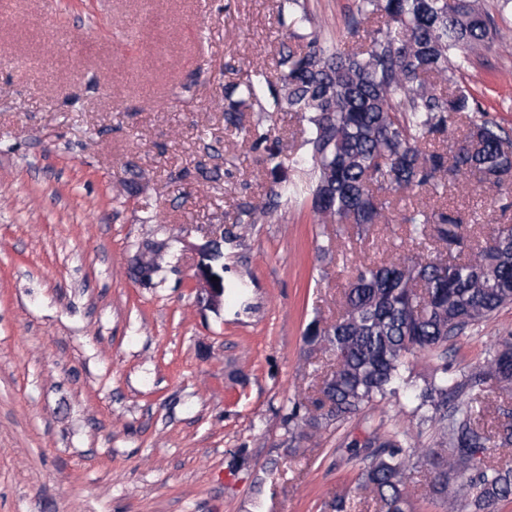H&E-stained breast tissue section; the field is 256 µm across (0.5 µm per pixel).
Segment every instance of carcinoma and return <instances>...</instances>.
<instances>
[{
    "instance_id": "cac0c4a2",
    "label": "carcinoma",
    "mask_w": 512,
    "mask_h": 512,
    "mask_svg": "<svg viewBox=\"0 0 512 512\" xmlns=\"http://www.w3.org/2000/svg\"><path fill=\"white\" fill-rule=\"evenodd\" d=\"M292 25L307 28L313 18L301 0H288ZM371 27L369 40L359 32ZM496 32L493 18L477 0H357L342 48L324 45L316 32L286 47L276 70L257 68L237 85L226 121L236 113L289 112L309 125L304 140L311 161L307 179L290 182L271 129H246L262 148L274 175L260 207L240 209L238 223L255 224L281 201L311 196L320 224H354L363 231L392 221L389 194L400 189L443 194L465 177L477 187L501 190V175L512 173L509 134L483 117L477 98L456 88L440 92L467 68ZM468 119L463 139L452 150L433 142ZM401 223L414 240L443 244L448 263L393 257L352 268L342 311L329 322L312 321L304 342L334 358L307 403L285 417L290 441L310 439L331 425L387 397L404 398L412 413L433 430L437 446L431 493L448 512H495L512 497V464L491 459L512 446V425L497 434L474 417L468 392L512 385V337L493 345L483 365L465 380L448 374V343L512 304V226L498 229L492 243L476 245L468 259L455 251L464 244L463 218L446 208H415ZM437 361L431 378L418 379L410 357ZM369 462L358 473L361 488L380 503V512H410L407 485L417 469L408 433L374 432L367 442ZM461 480L465 504L448 494Z\"/></svg>"
}]
</instances>
